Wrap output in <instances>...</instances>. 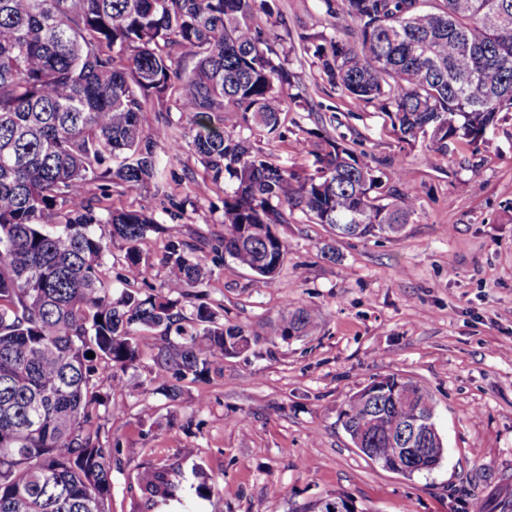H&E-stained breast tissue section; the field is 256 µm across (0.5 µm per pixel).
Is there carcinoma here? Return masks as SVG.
<instances>
[{"label": "carcinoma", "instance_id": "obj_1", "mask_svg": "<svg viewBox=\"0 0 512 512\" xmlns=\"http://www.w3.org/2000/svg\"><path fill=\"white\" fill-rule=\"evenodd\" d=\"M276 0H0V512H109L119 442L104 388L150 351V398L177 402L220 361L267 342L261 329L224 320V304L194 302L226 259L276 282L288 238L275 227L299 212L329 228L322 255L344 239L395 238L415 215L406 184L388 189L373 159L335 138L315 143L314 172L272 161L240 131L288 140L284 104L294 75L256 22ZM334 36H299L327 82L384 116L400 141L447 154L485 138L512 112V0H324ZM193 61L188 69L185 62ZM175 97L192 115L189 146L209 180L224 183V237L170 240L165 278L149 282L141 243L156 229L151 198L136 209L101 206L109 186L160 174L159 132L144 113ZM103 181L101 197H88ZM120 241V271L102 268ZM319 312L285 309L273 327L305 336ZM94 357H87V353ZM337 420L351 443L404 477L444 456L430 390L410 376L356 391ZM421 427L406 433L411 422ZM424 457L405 455L402 435ZM180 464L150 462L136 477L147 512L183 504ZM336 495L291 512H331Z\"/></svg>", "mask_w": 512, "mask_h": 512}]
</instances>
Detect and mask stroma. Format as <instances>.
<instances>
[{
	"mask_svg": "<svg viewBox=\"0 0 512 512\" xmlns=\"http://www.w3.org/2000/svg\"><path fill=\"white\" fill-rule=\"evenodd\" d=\"M292 34H332L323 0H277ZM305 108L288 112L294 139L264 137L274 161L312 173L313 131L343 137L374 158L385 183L395 168L417 197V213L397 238L338 243L321 254L326 229L296 215L278 230L291 244L278 286L248 270H214L205 291L226 319L253 327L276 322L285 307L312 305L322 316L311 336L230 358L209 382L188 385L177 405L141 410L131 370L112 392L110 439L122 448L112 472L110 512H141L135 482L151 460L180 462L212 489L197 512H290L341 493L362 512H497L512 500V112L483 141L427 151L390 135L371 107L356 108L332 88L312 55L288 52ZM161 131L158 178L144 189L113 187L110 203L136 208L150 196L160 224L142 246L161 285L164 246L224 233L223 186L196 192L204 168L188 146L190 117L149 103ZM389 373L408 374L432 392L446 448L441 465L407 479L360 454L337 421L346 396Z\"/></svg>",
	"mask_w": 512,
	"mask_h": 512,
	"instance_id": "35a3bbf8",
	"label": "stroma"
}]
</instances>
